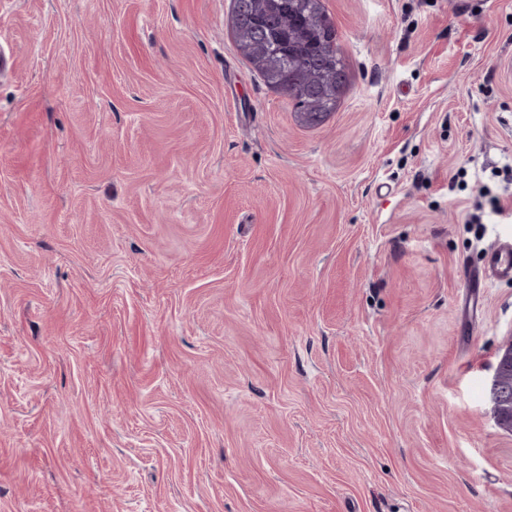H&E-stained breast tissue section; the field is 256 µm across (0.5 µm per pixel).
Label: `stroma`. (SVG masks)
Returning <instances> with one entry per match:
<instances>
[{"label": "stroma", "mask_w": 512, "mask_h": 512, "mask_svg": "<svg viewBox=\"0 0 512 512\" xmlns=\"http://www.w3.org/2000/svg\"><path fill=\"white\" fill-rule=\"evenodd\" d=\"M306 122L232 0H0V512H512V0H322ZM502 281H512L511 240L491 245L484 255L482 268L468 274V288L474 301L487 283ZM498 360L493 370V375L488 388V399L491 404V411L495 424L500 427L502 425L504 414L502 412V377L499 372L498 363L503 360H512V341L501 347L497 356Z\"/></svg>", "instance_id": "35a3bbf8"}]
</instances>
